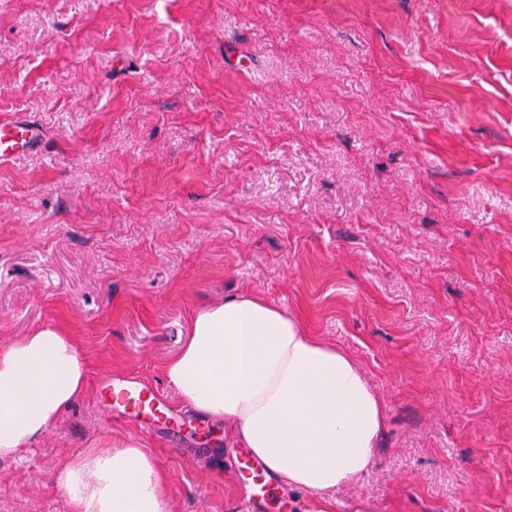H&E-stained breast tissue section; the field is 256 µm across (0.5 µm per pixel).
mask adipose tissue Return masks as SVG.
<instances>
[{"label": "adipose tissue", "mask_w": 512, "mask_h": 512, "mask_svg": "<svg viewBox=\"0 0 512 512\" xmlns=\"http://www.w3.org/2000/svg\"><path fill=\"white\" fill-rule=\"evenodd\" d=\"M181 403L224 421L280 485L313 492L357 479L385 425L381 400L347 353L252 296L208 304L166 363ZM87 362L45 327L0 349V458L42 437L82 398ZM76 512H164L158 466L135 439L86 449L62 479Z\"/></svg>", "instance_id": "1"}]
</instances>
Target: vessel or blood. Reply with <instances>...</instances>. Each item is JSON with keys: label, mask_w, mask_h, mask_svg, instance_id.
I'll return each instance as SVG.
<instances>
[{"label": "vessel or blood", "mask_w": 512, "mask_h": 512, "mask_svg": "<svg viewBox=\"0 0 512 512\" xmlns=\"http://www.w3.org/2000/svg\"><path fill=\"white\" fill-rule=\"evenodd\" d=\"M42 130L32 121L19 119L0 124V160L39 150ZM103 406L113 415L133 422L146 432L177 429L181 421L160 392L150 390L130 375H114L102 385ZM241 475L254 485L265 486L267 473L257 459L244 455L239 461Z\"/></svg>", "instance_id": "obj_1"}]
</instances>
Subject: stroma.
Segmentation results:
<instances>
[{
	"label": "stroma",
	"mask_w": 512,
	"mask_h": 512,
	"mask_svg": "<svg viewBox=\"0 0 512 512\" xmlns=\"http://www.w3.org/2000/svg\"><path fill=\"white\" fill-rule=\"evenodd\" d=\"M0 347L54 325L84 397L0 460V512H75L60 477L137 439L165 512H512V0H0ZM269 301L347 351L387 426L331 492L249 497L223 423L108 414L195 312ZM211 457L209 465L198 462ZM42 138L41 128L27 119L0 124V160L38 151Z\"/></svg>",
	"instance_id": "obj_1"
}]
</instances>
